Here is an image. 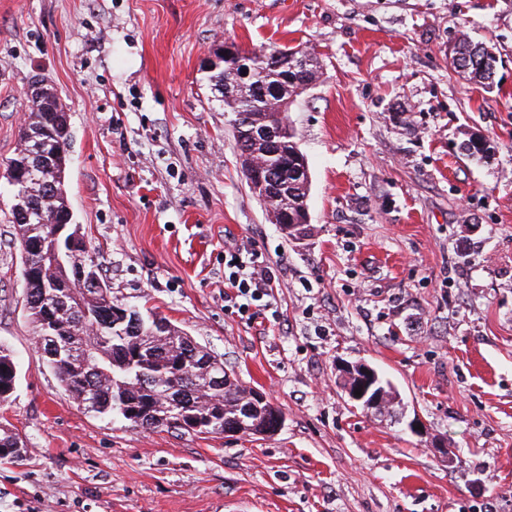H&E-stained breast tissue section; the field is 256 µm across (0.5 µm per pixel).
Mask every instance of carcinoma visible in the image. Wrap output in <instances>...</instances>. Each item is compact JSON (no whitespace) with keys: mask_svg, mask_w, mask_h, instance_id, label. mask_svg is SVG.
I'll return each mask as SVG.
<instances>
[{"mask_svg":"<svg viewBox=\"0 0 512 512\" xmlns=\"http://www.w3.org/2000/svg\"><path fill=\"white\" fill-rule=\"evenodd\" d=\"M454 70L477 82L494 83L496 56L485 42H474L466 34L456 41L450 54ZM31 124H44L51 132L59 130L53 115L41 105H30ZM26 130L20 132V143L10 169L22 177L31 193L20 197V187H13L11 209L15 239H20L23 225L18 221L17 208L22 207L30 224H49L53 217L69 214L67 198V169L49 172L39 168L25 147ZM467 157L487 158L494 145L475 137L463 144ZM266 166L288 183L297 181L294 160L275 152L266 157ZM56 278L37 279L27 286L33 301L28 310L41 341L49 369L59 380L65 395L87 405L94 398L99 408L95 413L116 416L133 428L155 430L174 428L195 435L224 433V424L243 415L250 389L224 366V360L214 355L194 337L169 324L171 337L154 335V315L132 310L137 319H124L114 314L123 304L112 300L108 285L101 288H68L63 285L64 274ZM63 305L72 310L59 325L49 320L46 308ZM97 345L100 352L89 363L71 361L73 353L83 345ZM16 364L8 348L0 346V403L9 397L4 388L14 379ZM179 389L165 394L170 380ZM280 409L267 402L246 417L244 433L257 435L264 416Z\"/></svg>","mask_w":512,"mask_h":512,"instance_id":"obj_1","label":"carcinoma"}]
</instances>
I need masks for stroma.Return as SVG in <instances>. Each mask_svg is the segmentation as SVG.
<instances>
[{"label": "stroma", "instance_id": "1", "mask_svg": "<svg viewBox=\"0 0 512 512\" xmlns=\"http://www.w3.org/2000/svg\"><path fill=\"white\" fill-rule=\"evenodd\" d=\"M464 33L492 46L493 88L451 67ZM227 40L322 65L288 111L305 239L241 171L202 68ZM37 75L69 109V205L113 299L221 355L283 411L277 435L143 431L64 394L12 242ZM229 244L275 276L252 319L224 299ZM0 345L24 456L0 462V512H512V0H0ZM358 362L391 415L341 390ZM14 368L16 369V364L14 362V358L8 348H4L2 345L0 346V403H5L9 400L12 393L11 391L6 392L5 394H10L5 397L2 396L4 393V388L12 383L13 379L16 377L17 379V369L16 376L13 375Z\"/></svg>", "mask_w": 512, "mask_h": 512}]
</instances>
